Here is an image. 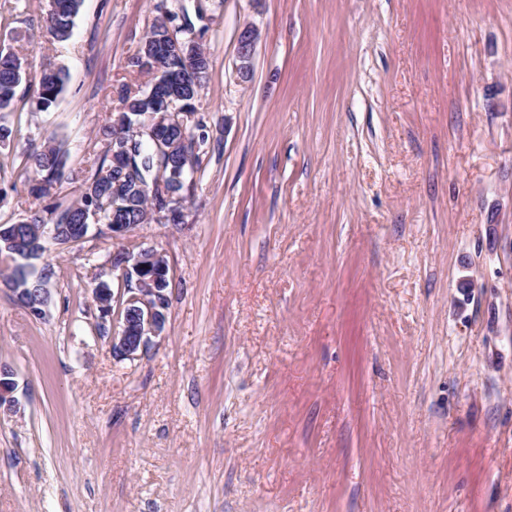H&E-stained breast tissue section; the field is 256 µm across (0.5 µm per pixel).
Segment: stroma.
<instances>
[{"label": "stroma", "instance_id": "stroma-1", "mask_svg": "<svg viewBox=\"0 0 512 512\" xmlns=\"http://www.w3.org/2000/svg\"><path fill=\"white\" fill-rule=\"evenodd\" d=\"M206 137L165 331L98 329L104 235L53 266L43 317L0 284V512H512V0H206ZM0 0L32 65L0 123V224L55 134L74 201L153 0ZM259 30L249 81L237 34ZM63 94L36 102L41 64ZM83 0H47L46 22L57 41L69 39Z\"/></svg>", "mask_w": 512, "mask_h": 512}]
</instances>
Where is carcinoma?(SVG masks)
Instances as JSON below:
<instances>
[{"mask_svg":"<svg viewBox=\"0 0 512 512\" xmlns=\"http://www.w3.org/2000/svg\"><path fill=\"white\" fill-rule=\"evenodd\" d=\"M83 0H47L46 22L49 32L58 41L69 39L74 21L81 9ZM172 43V31L164 20L152 23L138 50L128 60V66L149 76L146 87L156 82H164L184 67L183 58L168 51ZM25 74V61L17 54L0 50V112L11 109L16 89ZM66 71L55 65L42 70L37 88V102L42 107L54 103L64 92ZM145 87L132 90L122 89L120 95L122 112H130V123L140 119L138 113L152 112L154 108L144 97ZM106 146L103 155L94 159L93 173L84 180L81 195L66 208L58 211L41 205L49 196L54 184L65 175L66 151L55 137L45 139L41 148L26 156V168L33 177L29 179L28 194L33 198L34 208L30 216L22 220L24 224L58 225L60 233H67V225L80 224L84 217L95 212L98 222L112 223V211L127 224L144 223L146 198L136 190V183L150 184L162 177L166 187L173 192L172 202L185 198L187 184L171 176V170L178 166L179 155H171L161 150L150 134H134L130 129L117 130L112 121L103 127ZM50 219H45L44 214ZM36 258L33 253L20 251L7 253L0 261L13 267L11 282L18 288H41L53 272L49 264L42 268L39 276H26L19 265L21 261Z\"/></svg>","mask_w":512,"mask_h":512,"instance_id":"obj_1","label":"carcinoma"}]
</instances>
